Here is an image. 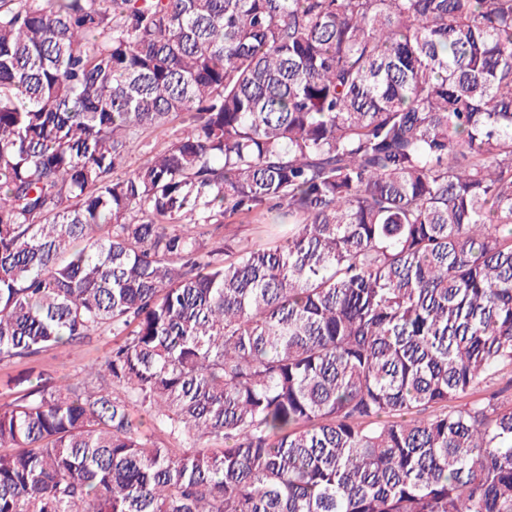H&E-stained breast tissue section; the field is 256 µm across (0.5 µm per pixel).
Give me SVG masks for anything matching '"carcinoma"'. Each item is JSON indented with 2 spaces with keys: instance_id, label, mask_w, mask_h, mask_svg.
I'll return each instance as SVG.
<instances>
[{
  "instance_id": "carcinoma-1",
  "label": "carcinoma",
  "mask_w": 512,
  "mask_h": 512,
  "mask_svg": "<svg viewBox=\"0 0 512 512\" xmlns=\"http://www.w3.org/2000/svg\"><path fill=\"white\" fill-rule=\"evenodd\" d=\"M104 335L0 512H512V0H0V362ZM181 129H183V125L176 121L167 127L146 131L131 148V165L135 166L144 152L166 147ZM269 220L254 215H241L227 219L226 227L219 229L216 233L220 236L248 243H264L267 240Z\"/></svg>"
}]
</instances>
